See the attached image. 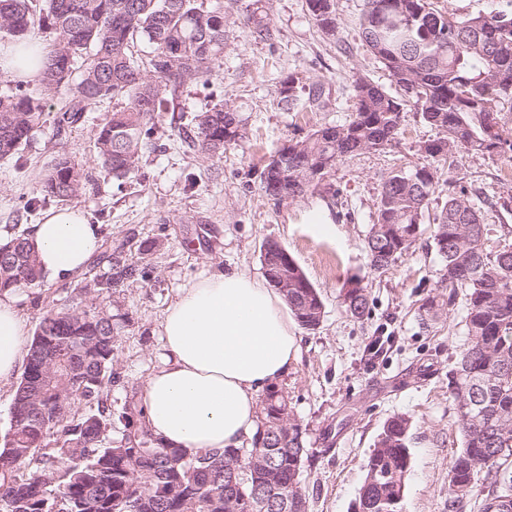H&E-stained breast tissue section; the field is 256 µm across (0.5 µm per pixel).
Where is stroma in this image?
<instances>
[{
    "label": "stroma",
    "instance_id": "1",
    "mask_svg": "<svg viewBox=\"0 0 512 512\" xmlns=\"http://www.w3.org/2000/svg\"><path fill=\"white\" fill-rule=\"evenodd\" d=\"M224 7V52L208 82L186 83L168 111L159 113L151 145L138 170L143 182L118 188L97 161L95 130L124 99H106L85 112L64 136L54 118L70 98L68 88L45 96L40 82L0 77V93L23 90L44 105L43 123L18 154L0 159V240L25 232L51 210H86L104 235L135 241L159 240L147 258L150 275L110 294L83 296L82 277L45 278L17 289L29 329L46 311L94 310L117 316L113 363L119 382L107 391L113 414L127 394L142 391L162 361L160 321L182 288L216 269H238L262 278L260 249L274 241L288 250L320 292L324 317L317 329L297 328L300 355L281 380L292 414L306 431L312 456L302 491L309 512H355L365 466L391 416L411 417L414 440L402 512H448V471L461 446L457 414L448 394V372L465 343L463 300L426 316L428 299L443 300L442 260L433 226L421 224L409 252L386 270H374L364 239L375 218L391 171L436 167L421 152L437 131L413 107H405L392 145L337 163L327 186L292 201L277 202L264 191L261 171L269 155L289 140L352 119L354 81L363 77L393 96L401 91L362 39L366 0H334L337 29L326 37L306 0H264L268 26L257 37L248 16L253 0H220ZM323 84L329 102L320 112H289L279 104L280 83ZM237 112L247 138L223 155L201 153L180 131L197 113L215 105ZM92 171L94 186L68 198L41 199L40 181L59 151ZM452 176L469 192L492 199L481 209L489 229L487 250L512 244V167L496 157L459 152ZM352 279L367 286L370 316L346 313L339 294ZM389 338L384 353L370 358L366 346L376 331Z\"/></svg>",
    "mask_w": 512,
    "mask_h": 512
}]
</instances>
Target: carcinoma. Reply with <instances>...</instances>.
<instances>
[{
    "label": "carcinoma",
    "mask_w": 512,
    "mask_h": 512,
    "mask_svg": "<svg viewBox=\"0 0 512 512\" xmlns=\"http://www.w3.org/2000/svg\"><path fill=\"white\" fill-rule=\"evenodd\" d=\"M306 4L325 33L336 32L333 0ZM36 14L56 32L40 73L44 95L71 87L57 131L79 123L104 99H127L95 133L97 160L117 181L137 169L156 114L169 111L170 97L188 81L209 80L224 53V9L207 0H42L40 5L0 0V35L31 38ZM360 27L402 98L357 79L352 120L316 129L270 155L264 168L280 166L288 177L273 181L261 172L266 193L294 200L319 187L337 162L386 148L400 133L408 103L438 130L424 150L428 156L447 160L463 149L512 162V128L499 117L500 104L512 102V10L457 18L430 0H368ZM139 41L152 47L140 61L132 52ZM77 62L81 77L72 85ZM279 98L289 111L325 108L322 85H311L303 98L292 76L281 81ZM42 112L41 101L23 92L0 95L1 159L27 142L40 127ZM492 136L499 145L493 151L485 146ZM183 137L201 152L222 155L243 141L245 127L237 113L219 104L198 113ZM439 180L437 170L422 167L396 170L385 181L365 238L374 270L386 269L412 248ZM91 181L68 153L60 152L41 179V192L71 197ZM432 224L448 303L461 292L465 298L466 347L448 375L462 439L448 472V512H459L472 497L479 512H512V246L486 250L480 209L451 178L448 200ZM128 243L103 241L81 293H110L147 278V265L127 257ZM261 265L267 278L288 273V289L281 295L300 326L316 329L324 304L296 261L263 248ZM44 279L29 235L0 242V294ZM340 297L352 317L369 316L368 293L360 281L344 285ZM115 331L112 316L102 312L48 311L42 316L0 448V512H264L253 496L257 484L307 501L301 486L309 461L305 432L291 417L288 392L275 385L259 398L248 449L258 457L252 469L240 468L237 448L190 454L164 445L149 427L135 392L118 416L120 444H112V409L104 394L117 382ZM78 400L95 401L96 412L74 419L71 410ZM283 413L292 434L279 446L270 437ZM411 439L408 418L386 420L367 460L358 512H402ZM500 448L510 452L500 453ZM232 467L238 473L230 485L224 482V469Z\"/></svg>",
    "instance_id": "obj_1"
}]
</instances>
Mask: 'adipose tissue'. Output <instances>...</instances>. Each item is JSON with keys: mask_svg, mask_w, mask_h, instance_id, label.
Returning <instances> with one entry per match:
<instances>
[{"mask_svg": "<svg viewBox=\"0 0 512 512\" xmlns=\"http://www.w3.org/2000/svg\"><path fill=\"white\" fill-rule=\"evenodd\" d=\"M47 276L85 271L101 240L79 209L49 212L32 225ZM166 360L145 380L146 419L163 442L194 452L237 448L256 428L260 393L287 374L298 354L295 326L278 290L233 269L185 287L160 323ZM28 327L15 294L0 295V387L17 377Z\"/></svg>", "mask_w": 512, "mask_h": 512, "instance_id": "obj_1", "label": "adipose tissue"}]
</instances>
